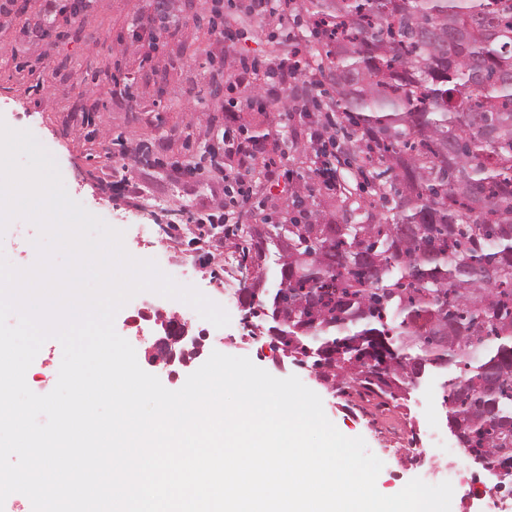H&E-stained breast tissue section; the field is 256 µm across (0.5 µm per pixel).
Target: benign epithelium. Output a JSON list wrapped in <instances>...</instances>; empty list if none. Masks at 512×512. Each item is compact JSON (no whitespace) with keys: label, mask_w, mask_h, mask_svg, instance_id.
Listing matches in <instances>:
<instances>
[{"label":"benign epithelium","mask_w":512,"mask_h":512,"mask_svg":"<svg viewBox=\"0 0 512 512\" xmlns=\"http://www.w3.org/2000/svg\"><path fill=\"white\" fill-rule=\"evenodd\" d=\"M244 314L241 324L246 330L254 328L253 318L260 317L265 310L257 307L250 298H242L240 303ZM159 326L153 342L146 349L149 364L168 371L169 376H179L177 367H187L201 354L204 342L208 339V331L199 330L198 334L188 335V327L182 318L175 314H165L156 320Z\"/></svg>","instance_id":"7a95c632"}]
</instances>
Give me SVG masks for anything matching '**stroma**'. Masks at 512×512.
I'll use <instances>...</instances> for the list:
<instances>
[{"label": "stroma", "mask_w": 512, "mask_h": 512, "mask_svg": "<svg viewBox=\"0 0 512 512\" xmlns=\"http://www.w3.org/2000/svg\"><path fill=\"white\" fill-rule=\"evenodd\" d=\"M223 2L224 22L236 33L234 46L209 37L206 19L214 0H189L184 9L198 14L200 23H172L145 63L125 47L149 41L139 23L150 9L148 0H94L79 28L68 22L66 0H57L51 17L42 0H15L9 11L0 13V121L32 132L56 159L70 197L122 231L130 256L155 261L175 281L196 287L219 305L225 291L245 285L240 253L218 240L199 239L186 217L206 213L212 200L229 197V183L203 174L224 128L247 131L294 173L292 182L274 183L267 180L262 165H254L249 174L254 191L249 225L257 231L287 223L302 206L321 221L333 222L349 217L354 204L370 201L368 194H357L353 172L338 166L333 179L318 176L317 146L306 136L318 120L316 111H290L272 101L247 106V99L258 91L254 82L212 94L215 69L229 74L240 58L268 63L286 58L292 50L278 19L255 18L242 0ZM49 28L63 32V39L45 38ZM230 99L243 106L232 118L222 110ZM79 114L84 122L77 126L73 118ZM125 146L142 147L151 159L134 173L142 188L137 197L116 189L124 175L119 154ZM37 236L33 224L13 220L0 234V252L13 265L30 267L37 257ZM148 306L171 312L180 310L181 303L146 291L118 311L114 328L139 354L144 351L140 338L154 336L157 327L145 321L135 330L127 320ZM189 325L194 332L208 330L205 353L248 357L274 377L297 376L317 393L338 431L363 438L383 461L376 481L382 494H395L415 478L429 484L446 481L452 468L461 481L454 488L451 512H486L481 494L488 474L466 454L442 459L426 471L411 464L406 435L423 425L425 416L445 420L443 385L450 372H426L398 408L365 410L340 397L314 369L298 367L265 348L263 339L243 330L239 316H231L222 328L196 318ZM62 355L58 341L44 343L26 373L34 393L54 389Z\"/></svg>", "instance_id": "stroma-1"}]
</instances>
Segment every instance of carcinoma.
Returning <instances> with one entry per match:
<instances>
[{
    "label": "carcinoma",
    "instance_id": "obj_1",
    "mask_svg": "<svg viewBox=\"0 0 512 512\" xmlns=\"http://www.w3.org/2000/svg\"><path fill=\"white\" fill-rule=\"evenodd\" d=\"M308 2L317 71L387 215L270 225L243 257L288 241L286 287L246 289L332 389L396 402L411 362L455 369L448 428L511 474L512 22L483 0Z\"/></svg>",
    "mask_w": 512,
    "mask_h": 512
}]
</instances>
